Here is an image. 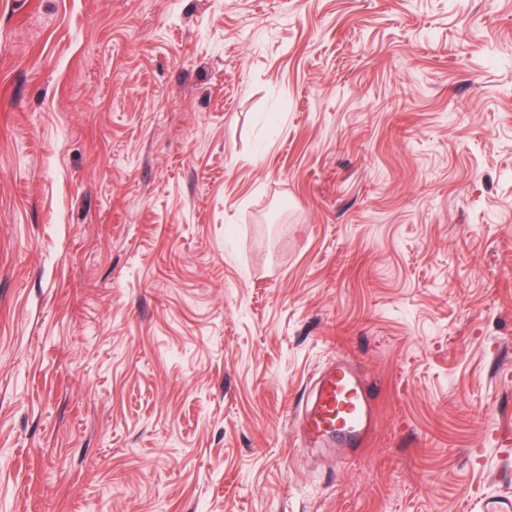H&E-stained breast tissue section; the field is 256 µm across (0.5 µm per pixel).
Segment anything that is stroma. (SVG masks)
<instances>
[{"label": "stroma", "instance_id": "35a3bbf8", "mask_svg": "<svg viewBox=\"0 0 512 512\" xmlns=\"http://www.w3.org/2000/svg\"><path fill=\"white\" fill-rule=\"evenodd\" d=\"M502 433L512 0H0V512H483ZM372 421L371 398L353 365L340 357L319 374L314 401L302 411L303 433L316 441L359 448Z\"/></svg>", "mask_w": 512, "mask_h": 512}]
</instances>
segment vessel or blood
Returning <instances> with one entry per match:
<instances>
[{
  "mask_svg": "<svg viewBox=\"0 0 512 512\" xmlns=\"http://www.w3.org/2000/svg\"><path fill=\"white\" fill-rule=\"evenodd\" d=\"M371 421L368 390L349 360L342 357L320 373L316 397L300 416L307 437L333 440L346 448L361 447Z\"/></svg>",
  "mask_w": 512,
  "mask_h": 512,
  "instance_id": "vessel-or-blood-1",
  "label": "vessel or blood"
}]
</instances>
